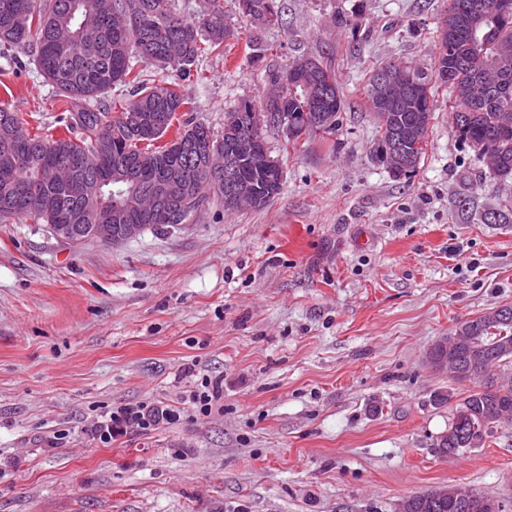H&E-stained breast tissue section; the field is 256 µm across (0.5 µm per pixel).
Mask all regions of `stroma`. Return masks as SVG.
<instances>
[{"instance_id": "1", "label": "stroma", "mask_w": 512, "mask_h": 512, "mask_svg": "<svg viewBox=\"0 0 512 512\" xmlns=\"http://www.w3.org/2000/svg\"><path fill=\"white\" fill-rule=\"evenodd\" d=\"M258 34L277 64L331 66L345 108L334 141H264L282 187L261 208L212 205L193 223L118 244L65 243L46 225L0 220V512H395L431 486L465 484L512 512V425L457 458L438 436L469 385L433 373L431 345L512 304V181L461 142L435 88L429 146L411 179L372 158L364 94L386 62L430 69L448 0H276ZM245 40L200 61L136 63L179 80L190 117L221 129L264 100ZM35 46L0 49V104L59 134L77 110L41 75ZM224 408L104 444L90 428L127 403L183 407L203 377ZM453 394L438 402L437 394Z\"/></svg>"}]
</instances>
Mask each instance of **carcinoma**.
I'll list each match as a JSON object with an SVG mask.
<instances>
[{
	"mask_svg": "<svg viewBox=\"0 0 512 512\" xmlns=\"http://www.w3.org/2000/svg\"><path fill=\"white\" fill-rule=\"evenodd\" d=\"M174 0H0V47L29 42L36 44L37 63L44 77L61 96L82 105L60 119L59 136L34 134L28 141L14 137L21 123L18 113L0 106V218L31 220L36 224H82L80 240L96 238L94 225L166 224V215L148 209L113 204L116 191L138 183V192H151L158 180L174 182L187 167L200 169L206 156L192 150L182 157L173 156L159 143L164 132L156 128L163 119L164 128L181 112L192 111V103L175 82L145 86L141 73L134 71L132 55L160 69L172 63L189 74L198 62L211 55H224V43L239 31L224 23L220 0H202L198 15L187 19L179 15ZM252 10L246 15L262 26L281 23L275 0H249ZM449 0L446 17L437 35L434 66L428 74L411 66L421 84L448 86L454 102L450 104L452 123L458 137L487 160L489 174L499 180L512 179V75L490 99L482 98L473 81L458 70L455 81L445 82L443 73L456 66V59L443 55L448 42L456 45L458 55L473 52L474 42L466 31L458 30L459 18ZM512 44V20L487 25L480 39L485 62L493 63L495 49ZM250 61L261 63L269 48L259 37L246 42ZM279 66H265V80L271 87L260 104L239 102L227 113L220 132L209 131L213 150L227 153L243 145L239 136L248 134L241 114L275 109L291 116L302 114L309 104L304 88L277 83ZM129 89V98L109 121L100 118L98 108L112 88ZM323 134L334 136L340 125L344 105L330 99L323 102ZM419 103L409 100L386 113L374 114L378 128L375 144L398 133L403 153L399 160L412 164L416 171L428 143L429 126L424 124ZM249 161L240 169L239 178L248 184L258 199L256 207L269 202L275 191L277 175L264 163L255 161L256 146L249 145ZM36 184L41 197L28 200L13 191ZM227 186L201 177L190 198L184 222H189L211 198L224 201ZM487 344L497 340L512 345V304L492 308L476 317L457 323L454 332L444 337L446 346L435 356L452 359L445 372L458 382L477 381L456 404L448 430L437 437L440 455L455 458L473 448L499 426L512 422V352L485 356L474 348L475 338ZM476 494L480 502L472 512H503L504 505L495 496L456 485L423 490L402 499L401 512H462L463 500Z\"/></svg>",
	"mask_w": 512,
	"mask_h": 512,
	"instance_id": "1",
	"label": "carcinoma"
}]
</instances>
